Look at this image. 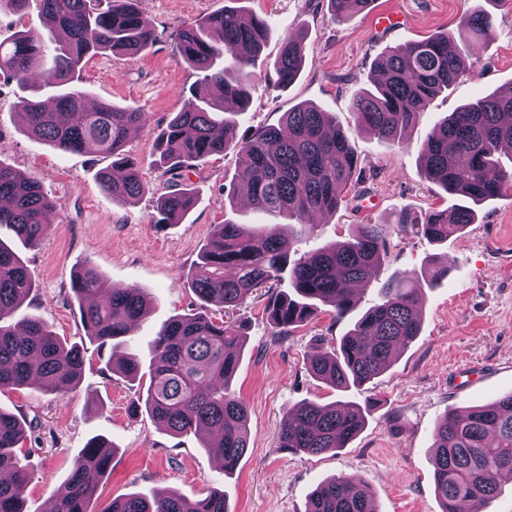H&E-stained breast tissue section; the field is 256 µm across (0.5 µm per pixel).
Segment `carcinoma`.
<instances>
[{
  "instance_id": "obj_1",
  "label": "carcinoma",
  "mask_w": 512,
  "mask_h": 512,
  "mask_svg": "<svg viewBox=\"0 0 512 512\" xmlns=\"http://www.w3.org/2000/svg\"><path fill=\"white\" fill-rule=\"evenodd\" d=\"M59 39L23 31L0 41V73L22 87L34 83L53 92L54 108L34 99L23 101L28 133L63 152L92 145L116 158L123 175L110 169L97 175L102 192L114 201L140 195L144 183L138 162L122 153L129 131L146 121L133 107L107 102L87 110L85 94L76 85L84 58L100 51L135 55L148 50L155 34L134 0H111L103 10L97 0H39ZM334 20L344 22L370 9L373 0H329ZM491 16L474 9L462 17L457 33L440 32L389 50L375 63L372 88L355 96L352 112L360 130L389 143L402 140L407 128L426 112L430 102L471 67L461 43L483 37ZM269 21L238 7L226 6L176 36L182 60L202 74L206 92L194 91L173 113L158 137L156 165L171 175L170 190L158 201L159 224H177L195 208L193 189L179 183L180 170L199 165L231 148L238 171L230 200L251 206L300 226L314 211L334 212L341 191L351 185L357 157L331 113L301 104L285 113L277 126L236 137L232 101L237 111L249 108V86L255 62L266 43ZM305 62L299 37L285 35L274 62L277 84L287 87ZM512 95L493 94L461 106L441 121L420 151L426 179L457 198L453 208H433L423 216L402 209L387 223L356 225L343 241L307 251L286 245L278 225L261 230L226 219L213 226L211 237L191 273L189 285L201 306L231 311L254 291L266 289L263 309L273 335L288 332L327 307L336 320L357 309L347 283L370 279L384 264L394 231L419 226L435 242L448 240L475 223V207L504 197L512 189V170L497 157L512 145ZM55 203L32 175L0 162V227L12 230L29 247L38 246L49 228ZM288 281V290L280 289ZM34 289L18 254L0 242V391L48 388L66 393L80 379L83 351L62 341L40 317L29 316L20 328L7 319ZM71 290L80 304L86 335L104 346L127 336L146 308L145 293L136 287H115L92 263L75 272ZM423 288L418 275L406 271L387 280L378 299L356 315L336 350L321 349L307 357L308 371L324 383L345 388L362 386L384 373L398 349L420 335ZM246 335L241 325L196 313L175 316L154 337V360L146 395L133 400L172 435L199 434L233 475L250 444L248 407L232 389ZM136 358L112 366L128 381L139 376ZM365 411L357 403L339 410L314 400L287 412L278 447L295 454L320 455L345 447L363 429ZM27 441L25 420L0 410V512H23L31 477L20 465L16 449ZM434 478L443 512H472L500 492L501 475L512 472V394L489 407L474 406L459 417L450 411L433 434ZM112 462V445L92 439L74 458L55 512H89L98 483ZM103 512H228L224 494L188 497L172 492L152 500L139 495L115 499ZM306 512H379L370 488L356 475L323 481L311 492Z\"/></svg>"
}]
</instances>
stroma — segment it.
<instances>
[{
  "mask_svg": "<svg viewBox=\"0 0 512 512\" xmlns=\"http://www.w3.org/2000/svg\"><path fill=\"white\" fill-rule=\"evenodd\" d=\"M228 0H138L155 32L153 46L137 55L109 51L86 58L80 87L89 101L104 100L145 112V124L125 151L140 165L144 193L132 202L106 197L98 170L111 158L95 150L63 153L30 137L21 121L17 82L0 74V162L39 178L57 208L52 227L35 248H20L35 288L11 316L12 322L42 317L60 338L83 345L85 365L78 386L67 394L34 389L0 393V408L25 414L35 441L20 461L33 474L25 494L26 512H49L53 491L61 488L73 459L95 437L113 448L112 468L98 480L92 512L130 494L151 498L178 491L192 496L224 492L229 512H305L321 481L358 475L374 492L380 512H442L434 483L431 451L437 424L451 411L492 404L512 392V195L486 203L478 221L442 243L408 230L393 236L378 279L361 289L360 308L369 307L378 288L394 273L447 268L427 284L417 339L395 356L372 382L345 390L315 379L306 358L315 348L335 349L349 320L334 321L320 311L284 337H273L263 314L266 299L249 298L236 316L245 322L247 344L233 388L249 407L250 448L236 473L225 477L200 437L175 436L146 412L131 408L147 380L128 382L112 375L113 357L131 354L149 368L152 340L169 319L199 312L189 274L213 225L231 217L268 224V217L229 205L228 191L238 170L235 151L216 155L184 170L183 181L198 204L179 224L157 223L156 203L168 187L152 165L155 140L179 111L198 73L178 56L177 32ZM239 6L270 21L268 43L255 65L251 104L238 115L237 137L278 125L285 112L309 103L335 113L336 124L358 157L356 186L344 191L335 213L312 217L299 242L305 250L344 240L353 225L390 220L455 203L427 181L419 164L422 144L449 112L471 99L512 89V0H374L371 9L340 24L328 0H237ZM482 5L493 28L476 50L471 69L431 102L420 121L391 144L358 129L352 100L370 85L376 59L391 47L440 31H456L461 17ZM392 18L378 25V15ZM304 33L306 60L298 79L276 84L274 60L284 35ZM92 262L115 286H136L149 308L139 327L116 346L90 342L79 303L71 290L74 269ZM304 399L344 404L368 402L363 431L345 448L317 456L278 448L287 410Z\"/></svg>",
  "mask_w": 512,
  "mask_h": 512,
  "instance_id": "35a3bbf8",
  "label": "stroma"
}]
</instances>
